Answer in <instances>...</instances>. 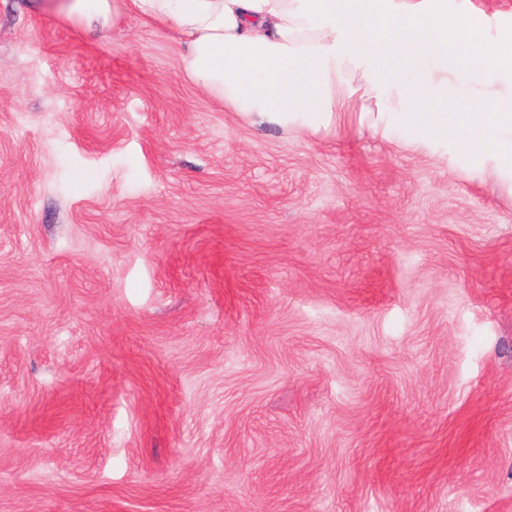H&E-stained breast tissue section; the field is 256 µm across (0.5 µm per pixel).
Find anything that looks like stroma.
<instances>
[{"label": "stroma", "instance_id": "stroma-1", "mask_svg": "<svg viewBox=\"0 0 512 512\" xmlns=\"http://www.w3.org/2000/svg\"><path fill=\"white\" fill-rule=\"evenodd\" d=\"M114 5L0 0V512H512V191L250 126ZM70 1L67 7L69 17L76 18L88 24L106 17L109 10V0H65Z\"/></svg>", "mask_w": 512, "mask_h": 512}]
</instances>
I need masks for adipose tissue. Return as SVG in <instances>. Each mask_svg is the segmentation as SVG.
Masks as SVG:
<instances>
[{"label":"adipose tissue","mask_w":512,"mask_h":512,"mask_svg":"<svg viewBox=\"0 0 512 512\" xmlns=\"http://www.w3.org/2000/svg\"><path fill=\"white\" fill-rule=\"evenodd\" d=\"M171 29L186 72L252 125L316 131L350 112L409 147L454 143L512 189V97L448 109L469 56L512 83V21L497 39L448 0H130Z\"/></svg>","instance_id":"ef3b65f1"}]
</instances>
